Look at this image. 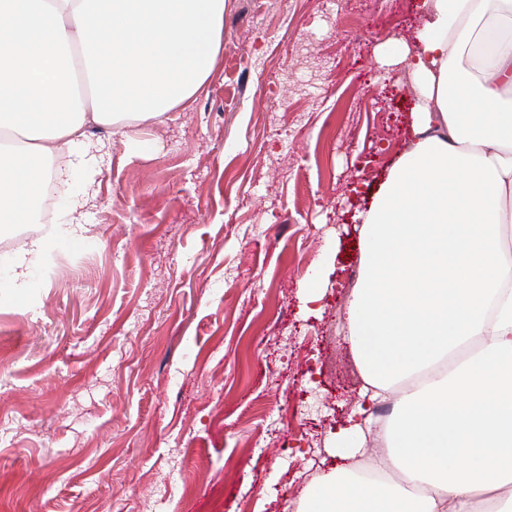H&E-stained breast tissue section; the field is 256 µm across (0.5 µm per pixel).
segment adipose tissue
Instances as JSON below:
<instances>
[{
	"label": "adipose tissue",
	"instance_id": "adipose-tissue-1",
	"mask_svg": "<svg viewBox=\"0 0 512 512\" xmlns=\"http://www.w3.org/2000/svg\"><path fill=\"white\" fill-rule=\"evenodd\" d=\"M227 0H0V232L39 221L37 162L73 158L44 233L0 255V292L36 285L43 256L80 240L95 177L86 129L163 116L216 70ZM413 42L376 49L412 76L410 137L360 212L345 323L363 405L335 439L340 466L296 512H512V0H421ZM478 352L457 360L473 342ZM401 386L373 425L369 405ZM385 448L355 458L364 432Z\"/></svg>",
	"mask_w": 512,
	"mask_h": 512
}]
</instances>
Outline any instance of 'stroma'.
Segmentation results:
<instances>
[{"label":"stroma","instance_id":"1","mask_svg":"<svg viewBox=\"0 0 512 512\" xmlns=\"http://www.w3.org/2000/svg\"><path fill=\"white\" fill-rule=\"evenodd\" d=\"M416 2L228 0L202 92L90 129L82 246L0 299V512H292L336 466L361 387L340 320L354 217L416 102L375 48L412 40ZM331 268V252L326 250L321 260L315 265L313 274L308 278L305 288V303L307 306L314 305L320 300V289L322 282L327 277Z\"/></svg>","mask_w":512,"mask_h":512}]
</instances>
